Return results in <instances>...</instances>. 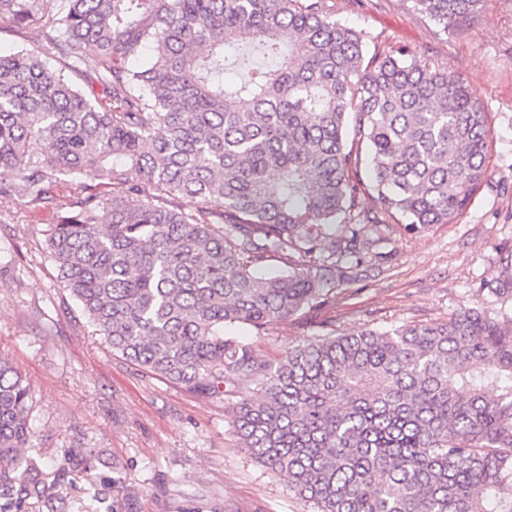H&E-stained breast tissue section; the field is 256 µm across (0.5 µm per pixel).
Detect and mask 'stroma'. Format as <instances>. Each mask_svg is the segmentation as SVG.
<instances>
[{"label":"stroma","mask_w":512,"mask_h":512,"mask_svg":"<svg viewBox=\"0 0 512 512\" xmlns=\"http://www.w3.org/2000/svg\"><path fill=\"white\" fill-rule=\"evenodd\" d=\"M335 3L337 19L370 46L448 65L482 92L494 132L489 178L455 223L367 226L366 258L342 293L254 338L272 362L323 324L388 330L444 320L512 276V0H487L470 30L451 34L403 0ZM54 221L49 210L0 215V247L14 257L0 265V357L31 387L43 453L96 451V472L77 478L72 501L92 512H310L286 477L238 447L230 429L236 397L197 396L112 354L35 246ZM116 466L123 484L102 490L99 476Z\"/></svg>","instance_id":"35a3bbf8"}]
</instances>
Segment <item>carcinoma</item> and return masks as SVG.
I'll list each match as a JSON object with an SVG mask.
<instances>
[{"label": "carcinoma", "mask_w": 512, "mask_h": 512, "mask_svg": "<svg viewBox=\"0 0 512 512\" xmlns=\"http://www.w3.org/2000/svg\"><path fill=\"white\" fill-rule=\"evenodd\" d=\"M404 2L446 33L486 0ZM2 22L44 52L0 54V213L55 212L36 246L112 353L238 395L240 447L311 512H512V312L327 328L276 363L226 334L320 307L365 224L458 221L493 143L460 73L370 52L334 0H0ZM31 407L0 358V512H67L95 452L43 457Z\"/></svg>", "instance_id": "carcinoma-1"}]
</instances>
